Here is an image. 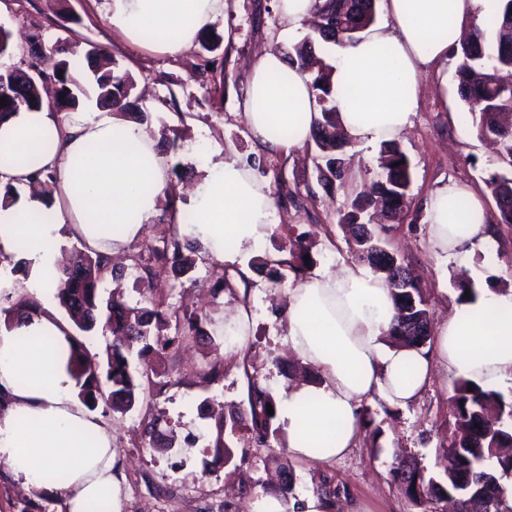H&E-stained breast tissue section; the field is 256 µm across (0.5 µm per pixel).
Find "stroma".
Instances as JSON below:
<instances>
[{"label":"stroma","mask_w":512,"mask_h":512,"mask_svg":"<svg viewBox=\"0 0 512 512\" xmlns=\"http://www.w3.org/2000/svg\"><path fill=\"white\" fill-rule=\"evenodd\" d=\"M0 25L18 37L39 33L48 47L80 52L90 44L99 46L128 68L145 88L135 105L151 135L159 136L165 126L179 134L177 148L167 151L168 182L175 190L195 183L212 152L231 149L243 158L255 152L245 117L249 65L264 51H285L282 35L288 27L277 0H224V10L212 27L221 34L231 33V45L208 52L196 43L181 54L167 56L125 44L101 18L95 0H0ZM456 66L452 56L420 76L412 125L398 139L410 162L412 203L401 223L390 225L387 233L390 247L418 276L435 327L458 307L456 281L461 272H468L477 291L512 292V226L499 223L496 202L485 184L488 173L506 174L512 167L499 161L474 127L460 121L465 104L457 92ZM313 155L310 146L267 153L274 171L262 175V182L272 184L278 172L298 194L296 201L274 210L273 221L308 233L317 268L357 267L338 224L344 196L317 182ZM448 182L470 188L498 222L493 250L474 253L465 264L434 253L426 233L421 202ZM281 243L279 235L269 236L245 262L254 322L244 347L223 357V378L210 386H203L198 372L224 347V316L237 303L230 294H212L222 267L202 261L197 282L176 289L161 283L155 288V300L179 311L208 314L209 321L204 335L188 346L172 347L154 357L156 373L171 381L162 393L145 389L138 408L124 415L102 403L95 410L111 427L113 446L126 462L124 512H243L254 496L278 493L276 475L289 452L257 446L249 432L225 434L234 452L232 464L210 475L203 474L202 467L211 439L210 409L221 404L245 408L251 378L276 397L293 382V357L282 343L284 291L256 266L257 258L276 253ZM454 382L453 375L439 371L419 398L404 408L369 403L380 430L376 442L359 439L343 458L328 464L293 461V497L313 491L319 476L328 474L347 486L351 500L364 512H421L393 478V453L403 450L427 472H438V451L448 444L452 432L449 398ZM153 419L158 422L159 442L176 436L174 448L159 452L149 446L143 430ZM245 472L254 478L253 487L242 484ZM0 512H64V508L49 496L32 499L0 466Z\"/></svg>","instance_id":"stroma-1"}]
</instances>
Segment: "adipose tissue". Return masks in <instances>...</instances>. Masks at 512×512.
Returning <instances> with one entry per match:
<instances>
[{"mask_svg":"<svg viewBox=\"0 0 512 512\" xmlns=\"http://www.w3.org/2000/svg\"><path fill=\"white\" fill-rule=\"evenodd\" d=\"M500 0H385L388 22L358 42L333 48L332 83L340 119L353 140L378 144L411 125L422 70L443 65L459 40V19ZM224 9V0H101L99 12L127 42L177 55ZM318 118L306 73L278 51L253 65L246 121L262 148L303 146ZM53 177L50 196L29 192L37 172ZM167 162L145 126L101 112L87 101L74 117L51 104L20 108L0 122V183L24 193L0 209V299L56 289L62 225L86 247L118 257L156 214ZM273 200L233 150L209 161L188 192L194 221L179 233L214 264L243 265L269 237ZM435 251L468 257L489 247L490 217L475 193L455 183L423 201ZM22 256L27 278L4 260ZM284 342L316 381L283 392L277 409L292 456L325 463L345 455L359 434L363 403L414 401L435 370L484 386L512 379V294H479L443 322L430 349L388 345L390 290L363 268L324 269L289 284ZM72 340L52 309L0 328V465L28 495H51L66 512H123L125 463L112 433L76 398L68 368Z\"/></svg>","mask_w":512,"mask_h":512,"instance_id":"obj_1","label":"adipose tissue"}]
</instances>
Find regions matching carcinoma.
Masks as SVG:
<instances>
[{"instance_id": "cac0c4a2", "label": "carcinoma", "mask_w": 512, "mask_h": 512, "mask_svg": "<svg viewBox=\"0 0 512 512\" xmlns=\"http://www.w3.org/2000/svg\"><path fill=\"white\" fill-rule=\"evenodd\" d=\"M377 0H314L312 13L325 18L324 26L314 29L288 53L290 63L311 78L317 111L320 115L310 139L316 154L314 166L317 181L323 185L345 188L347 173L343 153L352 139L344 131L336 105V91L330 76L332 66L318 52V43L350 44L361 33L374 25ZM455 71L460 98L468 104H477L461 113L471 122L480 136L499 146L503 161L512 167V86L500 82L499 74L512 71V0H504L501 13L486 19L459 46ZM28 60L23 66L0 72V86L8 88L6 104L0 105V120L24 106L30 110L42 107L41 87L46 81L57 86L56 104L72 109L79 107L80 99L74 92L78 87L73 72L76 65L69 57H62L53 48L29 42ZM90 79L97 91L100 105L114 112L127 111V101L135 89L134 77L105 50L92 47L85 52ZM406 156L394 141L380 144L377 170L370 183L346 194L344 210L338 223L352 238V250L357 259L382 275L391 290L394 316L388 336L399 347L420 349L431 340V331L418 335L410 321L429 322L427 299L419 284L410 282L406 288H396L392 280L407 266L398 254L388 249L384 222L410 207L411 172ZM487 185L499 210V222L512 226V177L498 172L488 175ZM175 223L159 232L156 244L148 247L149 263L143 265L141 283L149 288L151 281L165 275L178 283L192 278L197 268V248L187 240H180ZM310 254L306 234L296 236L289 249V257L260 260L268 280L280 284L288 269L293 278L307 274L310 265L305 256ZM110 270L113 279L122 278L124 271L110 266L108 259L96 252L76 251L70 265L59 270L56 298L75 328L89 335L103 322V328L112 336V346L102 359L91 358L83 350L79 339H74L76 353L69 359V368L76 380L78 397L93 410L99 401L114 413L125 414L140 401L143 393L141 372L132 367L130 354L139 346V360L146 361L154 346L184 343L204 334L202 324L207 314L183 313L175 317V336L165 335L170 324L167 313L152 307H129L122 296L114 292L104 301L99 292L100 274ZM41 304L34 299H20L4 313L5 327L15 319L40 312ZM224 361L217 359L199 371L201 382H214ZM455 411L453 413V440L438 455L440 472L429 475L415 460L399 459L392 473L405 487L412 502L424 507V512H439V504L456 497L459 512H512V499L502 485L496 487V501L490 503L477 493L479 482L492 472L497 479L512 475V454L503 452L512 448V401L494 390L458 378L454 385ZM277 409L272 394L256 381L248 380V409L246 415L234 411L215 421V432L209 447L212 461L205 463L204 474L212 468L230 463L234 454L224 441V432L247 429L259 445L269 446V440H280L274 427L276 415L267 412V406ZM345 489L324 475L316 483V494L327 505L328 512H336Z\"/></svg>"}]
</instances>
